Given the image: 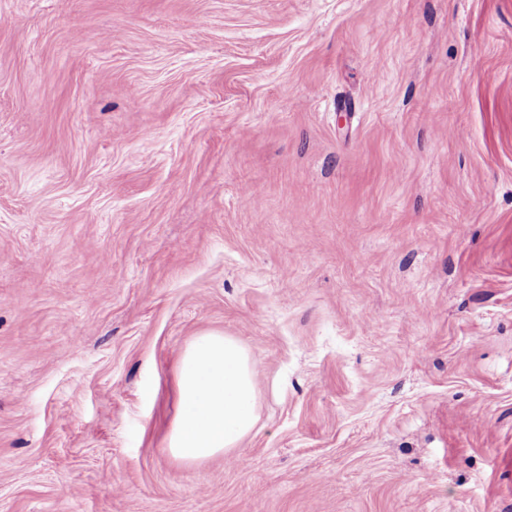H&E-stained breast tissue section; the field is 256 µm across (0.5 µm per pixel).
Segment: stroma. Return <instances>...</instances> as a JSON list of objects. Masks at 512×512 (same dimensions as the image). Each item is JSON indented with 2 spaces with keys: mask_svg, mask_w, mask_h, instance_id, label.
I'll list each match as a JSON object with an SVG mask.
<instances>
[{
  "mask_svg": "<svg viewBox=\"0 0 512 512\" xmlns=\"http://www.w3.org/2000/svg\"><path fill=\"white\" fill-rule=\"evenodd\" d=\"M0 512H512V0H0ZM250 352L230 336L206 332L183 351L179 409L167 450L194 464L237 449L258 421Z\"/></svg>",
  "mask_w": 512,
  "mask_h": 512,
  "instance_id": "1",
  "label": "stroma"
}]
</instances>
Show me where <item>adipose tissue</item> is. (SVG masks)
Wrapping results in <instances>:
<instances>
[{
    "label": "adipose tissue",
    "instance_id": "obj_1",
    "mask_svg": "<svg viewBox=\"0 0 512 512\" xmlns=\"http://www.w3.org/2000/svg\"><path fill=\"white\" fill-rule=\"evenodd\" d=\"M258 393L250 352L233 337L197 336L183 351L179 409L167 450L194 464L237 449L258 421Z\"/></svg>",
    "mask_w": 512,
    "mask_h": 512
}]
</instances>
